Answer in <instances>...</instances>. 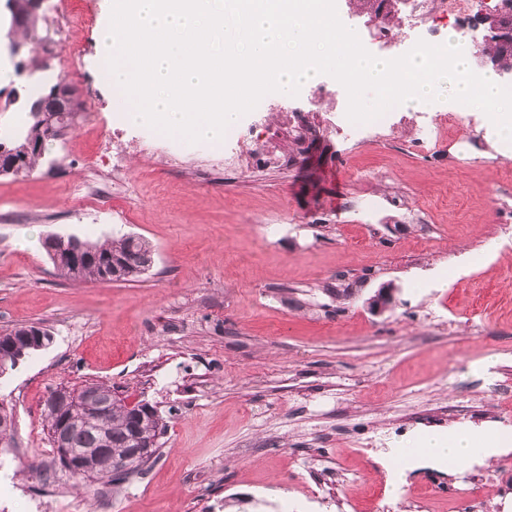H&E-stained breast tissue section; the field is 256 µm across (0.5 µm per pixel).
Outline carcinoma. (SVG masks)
<instances>
[{
    "mask_svg": "<svg viewBox=\"0 0 512 512\" xmlns=\"http://www.w3.org/2000/svg\"><path fill=\"white\" fill-rule=\"evenodd\" d=\"M34 0H4L0 9V24L9 22L6 38L9 40L11 55L16 50L26 46L40 51V58L33 60V69L47 68L46 55L51 53L53 40L49 35L50 27L45 16L33 8ZM489 62L495 69L512 67V46H494L489 52ZM41 97L24 96L20 103V110L26 117L21 123L9 125L11 133L0 135V149L4 148L19 161L14 173L16 177L30 175L38 166L45 154L37 151L34 145L43 140L45 130L40 116L39 102ZM86 247L81 259L73 264L61 266L57 271L61 276L73 281H104L103 271L107 269L106 263L112 260L124 262V272L120 276L123 281H133L141 276V260L152 251L150 244L143 238L135 235H123L119 238L105 240H82ZM52 342L50 332L42 327L33 325L20 326L7 329L0 333V347L13 349L5 369L15 367L16 363L42 349ZM82 395L93 398L99 402L107 403V413L103 418L92 414L70 425L64 430L66 447L76 448L83 452L81 479L102 480L109 484L124 481L132 472L142 469L159 453L161 444L159 439L164 431L163 417L158 410L145 416L138 423H133L130 415L124 413L123 406L112 401V386L103 382H86L80 386ZM15 429V419L11 411L0 402V441L11 436ZM155 441L152 453L140 459L130 469L120 473L105 472L99 466L97 456L93 453L95 448H106L113 455H121L133 447L135 436Z\"/></svg>",
    "mask_w": 512,
    "mask_h": 512,
    "instance_id": "carcinoma-1",
    "label": "carcinoma"
}]
</instances>
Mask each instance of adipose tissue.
Returning a JSON list of instances; mask_svg holds the SVG:
<instances>
[{
    "label": "adipose tissue",
    "instance_id": "ef3b65f1",
    "mask_svg": "<svg viewBox=\"0 0 512 512\" xmlns=\"http://www.w3.org/2000/svg\"><path fill=\"white\" fill-rule=\"evenodd\" d=\"M417 448L421 458L462 469L475 459H488L499 454L496 442L478 431L461 427L449 436L426 434L420 437Z\"/></svg>",
    "mask_w": 512,
    "mask_h": 512
}]
</instances>
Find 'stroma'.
<instances>
[{
    "instance_id": "stroma-1",
    "label": "stroma",
    "mask_w": 512,
    "mask_h": 512,
    "mask_svg": "<svg viewBox=\"0 0 512 512\" xmlns=\"http://www.w3.org/2000/svg\"><path fill=\"white\" fill-rule=\"evenodd\" d=\"M55 63L82 110L28 177H0V329L53 342L0 376L13 441L0 512H512V223L485 113L459 115L428 153L408 122L359 140L341 98L269 94L266 123L225 171L205 142H157L124 118L96 68L109 0H44ZM122 164L121 178L112 169ZM109 185L111 206L80 197ZM367 208L355 205V198ZM136 235L154 249L134 281L60 276L40 239ZM391 289L389 305L369 299ZM100 381L156 406L165 431L143 473L93 494L61 472L42 411L58 386ZM468 425L507 449L456 473L432 462L386 492L381 465L424 433Z\"/></svg>"
}]
</instances>
